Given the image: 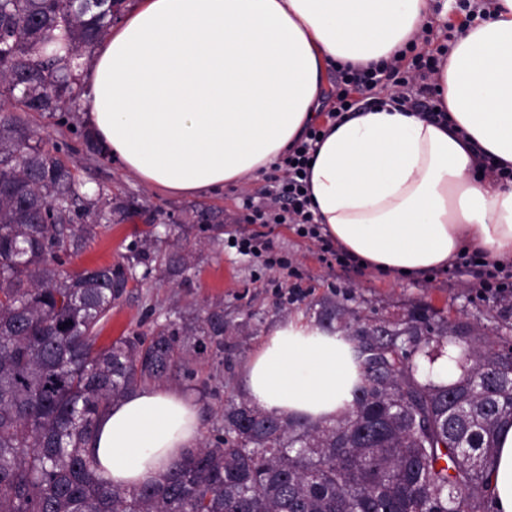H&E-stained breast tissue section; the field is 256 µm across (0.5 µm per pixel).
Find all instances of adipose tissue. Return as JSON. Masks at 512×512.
Returning a JSON list of instances; mask_svg holds the SVG:
<instances>
[{
	"label": "adipose tissue",
	"instance_id": "ef3b65f1",
	"mask_svg": "<svg viewBox=\"0 0 512 512\" xmlns=\"http://www.w3.org/2000/svg\"><path fill=\"white\" fill-rule=\"evenodd\" d=\"M436 0H137L90 49L84 117L141 182L193 197L244 186L315 120L336 62L369 65L422 40ZM456 39L432 75L448 121L393 105L329 124L309 174L326 238L363 267L413 277L463 253L512 262V0ZM358 378L350 344L284 322L242 365L248 399L282 419L332 423ZM201 416L177 389L137 387L98 420L99 473L157 481L195 448ZM512 512V426L490 469Z\"/></svg>",
	"mask_w": 512,
	"mask_h": 512
}]
</instances>
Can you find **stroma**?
Instances as JSON below:
<instances>
[{"instance_id":"stroma-1","label":"stroma","mask_w":512,"mask_h":512,"mask_svg":"<svg viewBox=\"0 0 512 512\" xmlns=\"http://www.w3.org/2000/svg\"><path fill=\"white\" fill-rule=\"evenodd\" d=\"M47 144L59 145V158L82 192L110 200L111 219L76 216L79 224H97V235L71 259L75 269L107 265L128 255L138 232L154 225V260L147 277L130 283L127 293L100 323L99 346L123 336L149 335L156 326L182 322L209 309L224 313V354L199 359L194 381L177 377L171 388L188 393L199 406L202 435H209L226 401L245 392L240 371L268 332L286 320L314 322L322 302L333 299L373 319L398 323L409 312H440L449 321L479 329L490 344L512 335V308L481 297L466 284L447 281L442 270L418 278H397L325 261L321 244L301 236L295 225L271 224L264 230L274 253L287 268H271L262 259L231 248L232 238L256 232L244 223L245 199L261 202L267 184L260 178L244 187L194 197L161 193L125 173L116 163L86 152L83 138L58 124V115L27 113ZM191 257L176 277L166 271L175 249Z\"/></svg>"}]
</instances>
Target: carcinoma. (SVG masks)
<instances>
[{
	"mask_svg": "<svg viewBox=\"0 0 512 512\" xmlns=\"http://www.w3.org/2000/svg\"><path fill=\"white\" fill-rule=\"evenodd\" d=\"M120 3L0 0V512H492L487 466L512 426V353L424 313L367 328L336 300L320 321L352 341L360 372L336 422L232 401L157 482L118 488L97 473L87 445L112 403L192 376L209 349L224 354L217 311L97 346L99 323L151 259L152 232L125 262L69 270L96 229L73 213L98 201L11 109L62 111L73 61L108 34ZM447 337L461 374L420 380L412 358Z\"/></svg>",
	"mask_w": 512,
	"mask_h": 512,
	"instance_id": "carcinoma-1",
	"label": "carcinoma"
}]
</instances>
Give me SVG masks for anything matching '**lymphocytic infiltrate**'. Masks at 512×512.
Returning a JSON list of instances; mask_svg holds the SVG:
<instances>
[{"mask_svg":"<svg viewBox=\"0 0 512 512\" xmlns=\"http://www.w3.org/2000/svg\"><path fill=\"white\" fill-rule=\"evenodd\" d=\"M456 6L466 11L467 21L454 29L444 28L436 50L414 44L406 47L399 58L371 68L336 64V87L326 96L330 104L327 118L339 121L353 113L373 109L381 103L380 93L387 90L401 110L439 123L447 121V112L440 110L439 101L432 97V88L425 80L447 56L449 42L467 31L469 21L487 16L492 3L491 0H457ZM325 133V128L320 126L307 128L302 139L268 176L264 191L266 204L259 206L253 200L245 201L247 223L296 224L301 235L320 238V227L311 212L308 172L315 145ZM455 273L472 278L484 295L503 301L512 298V266L462 254L457 258Z\"/></svg>","mask_w":512,"mask_h":512,"instance_id":"obj_1","label":"lymphocytic infiltrate"}]
</instances>
